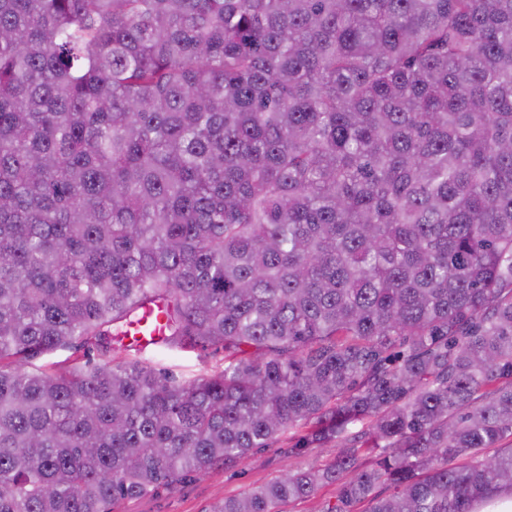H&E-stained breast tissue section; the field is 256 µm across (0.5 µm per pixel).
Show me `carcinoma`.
<instances>
[{"label":"carcinoma","mask_w":512,"mask_h":512,"mask_svg":"<svg viewBox=\"0 0 512 512\" xmlns=\"http://www.w3.org/2000/svg\"><path fill=\"white\" fill-rule=\"evenodd\" d=\"M148 302L224 369L112 357ZM290 429L336 458L210 512L512 492V0H0V512ZM337 487L336 484L326 486L314 498L290 502L283 509L286 512H320L325 501H336Z\"/></svg>","instance_id":"1"}]
</instances>
